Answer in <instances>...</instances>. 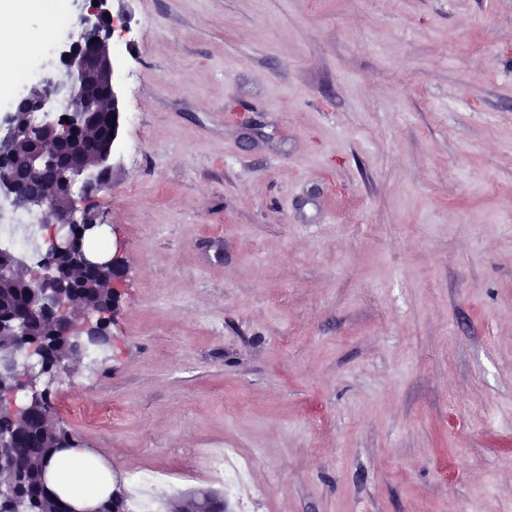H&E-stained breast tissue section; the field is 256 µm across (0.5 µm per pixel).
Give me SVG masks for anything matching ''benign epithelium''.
<instances>
[{
    "instance_id": "obj_1",
    "label": "benign epithelium",
    "mask_w": 512,
    "mask_h": 512,
    "mask_svg": "<svg viewBox=\"0 0 512 512\" xmlns=\"http://www.w3.org/2000/svg\"><path fill=\"white\" fill-rule=\"evenodd\" d=\"M77 6V24L68 32L67 40L58 46L60 75H47L31 84L18 104L0 115V197L32 214L38 215L53 205L47 196L32 192L29 185L55 182L60 165L67 166L62 187L71 204L54 212L55 223L47 226L46 242L50 252L60 256L70 252L77 227L94 230L84 223L89 198L103 184L114 166V143L121 126L120 92L112 57V45L122 37L119 17L108 7V0H73ZM55 85L56 98L64 106L68 120L42 119L40 114L52 112L55 105L46 97L43 87ZM105 101L110 112L109 128L104 142L96 147L98 160L93 166L75 156L63 162L40 147L32 145L22 172H17L12 155L14 145L24 137L31 139L72 138L88 125L89 113L97 102ZM123 246L116 243L115 252L103 257L84 253L83 267L96 271L106 266H121ZM61 275L56 266L48 264L33 274L30 288L37 293V306L16 319L0 317V333L16 337L10 347L0 350V407L16 417L27 416L47 397V389L58 377L50 359L49 344L27 339L29 321L42 316L52 317L57 335L66 343L79 346L83 354L95 353L101 361L108 359L112 339H102L101 315L93 310L80 323L68 311V302L60 292Z\"/></svg>"
}]
</instances>
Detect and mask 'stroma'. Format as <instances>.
I'll return each mask as SVG.
<instances>
[{"label": "stroma", "instance_id": "obj_1", "mask_svg": "<svg viewBox=\"0 0 512 512\" xmlns=\"http://www.w3.org/2000/svg\"><path fill=\"white\" fill-rule=\"evenodd\" d=\"M124 245L51 402L229 512H512V0H112ZM237 452L231 448L214 452L208 456V466L215 481L228 492H234L242 480L245 470L237 462Z\"/></svg>", "mask_w": 512, "mask_h": 512}]
</instances>
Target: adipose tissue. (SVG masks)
Returning a JSON list of instances; mask_svg holds the SVG:
<instances>
[{
	"label": "adipose tissue",
	"instance_id": "ef3b65f1",
	"mask_svg": "<svg viewBox=\"0 0 512 512\" xmlns=\"http://www.w3.org/2000/svg\"><path fill=\"white\" fill-rule=\"evenodd\" d=\"M44 470L49 489L74 505L99 501L112 491L111 476L92 467L89 455L79 448L50 456Z\"/></svg>",
	"mask_w": 512,
	"mask_h": 512
}]
</instances>
